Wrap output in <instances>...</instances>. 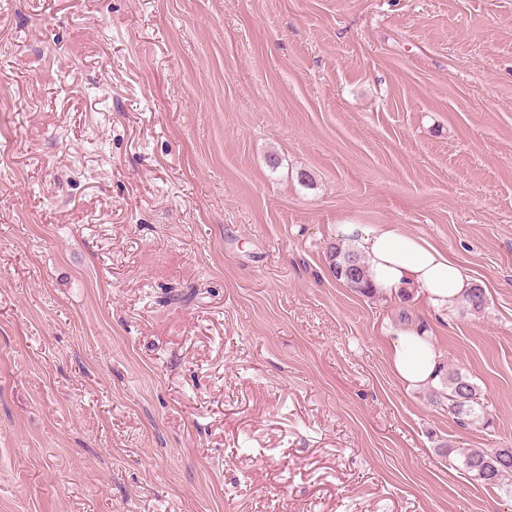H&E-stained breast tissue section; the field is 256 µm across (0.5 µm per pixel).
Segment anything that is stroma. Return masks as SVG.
I'll return each instance as SVG.
<instances>
[{
    "label": "stroma",
    "mask_w": 512,
    "mask_h": 512,
    "mask_svg": "<svg viewBox=\"0 0 512 512\" xmlns=\"http://www.w3.org/2000/svg\"><path fill=\"white\" fill-rule=\"evenodd\" d=\"M342 224L484 310L347 288ZM510 447L512 0H0V512H512ZM339 232L356 244L365 261L343 243L330 246L333 275L354 291L364 295L373 288L375 293L401 295L415 290L438 311H447L466 296L465 308L476 313L484 310V289L473 286L456 260L424 238L403 234L389 224H342ZM441 358L432 338L418 330H405L393 339L391 370L408 389L433 385L438 379ZM448 410L454 415L471 417L472 420L481 419L476 411L480 406L477 388L457 371L448 372ZM460 462L475 480L486 485H500L502 479L512 473V448L469 449L462 453Z\"/></svg>",
    "instance_id": "obj_1"
}]
</instances>
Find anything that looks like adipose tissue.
<instances>
[{
    "mask_svg": "<svg viewBox=\"0 0 512 512\" xmlns=\"http://www.w3.org/2000/svg\"><path fill=\"white\" fill-rule=\"evenodd\" d=\"M342 238L356 244L369 267L376 293L417 292L436 310H448L470 291L461 265L421 237L389 224H343ZM442 355L431 337L408 329L395 336L390 354L393 375L409 389L433 385Z\"/></svg>",
    "mask_w": 512,
    "mask_h": 512,
    "instance_id": "ef3b65f1",
    "label": "adipose tissue"
}]
</instances>
